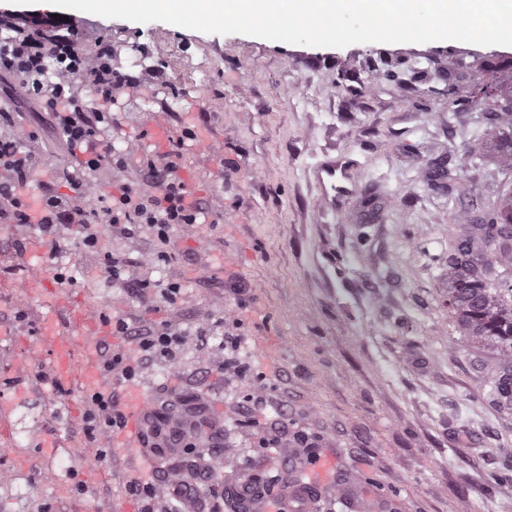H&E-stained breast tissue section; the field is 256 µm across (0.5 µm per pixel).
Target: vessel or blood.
<instances>
[{"label":"vessel or blood","instance_id":"b4317fda","mask_svg":"<svg viewBox=\"0 0 512 512\" xmlns=\"http://www.w3.org/2000/svg\"><path fill=\"white\" fill-rule=\"evenodd\" d=\"M322 185L328 186L330 195L324 201L328 207H335L337 201L347 197V169L333 163L325 164L318 176ZM77 337H69L58 331H45L27 345L30 356L52 349L60 354V362L54 363L48 371L47 380L58 389L69 388L76 379L98 382L99 338L104 332L101 316L78 313L74 319ZM124 417L119 430L107 432L103 446L138 449L137 457L131 459L123 472L127 482L147 480L155 471L154 450L160 445L159 437L147 430V422L157 405L153 396L137 391L124 396ZM238 512H317L320 491L331 493L339 512H392L393 499L373 492H363L358 482L345 481L338 474L336 455H326L305 465L303 472L288 477L268 490H260L251 479L236 475L228 480Z\"/></svg>","mask_w":512,"mask_h":512}]
</instances>
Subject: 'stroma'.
<instances>
[{
    "instance_id": "35a3bbf8",
    "label": "stroma",
    "mask_w": 512,
    "mask_h": 512,
    "mask_svg": "<svg viewBox=\"0 0 512 512\" xmlns=\"http://www.w3.org/2000/svg\"><path fill=\"white\" fill-rule=\"evenodd\" d=\"M83 49L108 46L118 71L139 77L120 99L115 146L148 130L167 111L172 130L193 125L195 146L183 176L203 199L223 200L224 218L196 234L175 235L168 262L152 280L178 278L193 301L184 328L208 327L180 357L181 376L158 360L133 381L116 380L179 404L207 393L219 408L206 469L189 481L206 503L217 477L250 461L271 459L287 475L299 462L337 449L338 471L368 488L389 489L397 512H512V406L490 393L501 373L496 351L472 344L448 314V247L460 219L479 223L512 194V46L459 41L364 43L318 47L216 34L163 23H137L59 8ZM493 66L491 110L462 107ZM169 83L161 85L157 72ZM39 136L46 173L32 194L68 189L56 177L69 154L37 102L19 103ZM351 165L354 197L321 213L317 181L330 160ZM88 253L66 230L68 249L41 258L49 285L34 299L19 259L37 226L0 224V375L25 360L45 320L68 328L73 310L97 302L109 318L155 328L165 318L160 290L116 286L104 258L148 247L111 225L96 227ZM228 263L227 274L203 271L204 258ZM254 302L239 305L240 289ZM239 324L246 378L212 371L224 328ZM262 387L291 425L281 456L255 447L257 428L242 410L245 391ZM91 388L83 380L59 391L42 384L23 398L0 387L12 409L9 440L19 453L0 459V512H94L128 499L118 474L125 448L99 449L84 432ZM41 431L44 446H33Z\"/></svg>"
}]
</instances>
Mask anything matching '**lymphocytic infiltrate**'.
I'll use <instances>...</instances> for the list:
<instances>
[{"instance_id":"obj_1","label":"lymphocytic infiltrate","mask_w":512,"mask_h":512,"mask_svg":"<svg viewBox=\"0 0 512 512\" xmlns=\"http://www.w3.org/2000/svg\"><path fill=\"white\" fill-rule=\"evenodd\" d=\"M0 66L15 77L5 97L38 101L70 156L62 171L69 194L47 190L37 204H30L25 190L40 170L38 136L15 112L0 108V124L10 129L0 138L1 224L39 225L52 257L67 247L61 233L65 225L82 228L81 243L89 248L97 242L92 230L97 223L112 225L129 237L149 230L152 249L135 258L112 257L108 265L116 283L138 290L151 285L141 276V269L156 266L168 256L175 231L189 232L222 219L223 209L195 196L182 176L185 147L197 139L194 129L182 128L163 152L145 150L138 136L126 139L123 149L113 146L112 107L132 80L113 68L111 48L86 53L77 47L72 32L47 36L7 14L0 16ZM131 165L136 177L115 184L116 172ZM163 295L166 318L157 330L143 333L124 319L113 321V335L131 340L136 352H117L105 359L101 367L104 381L133 379L142 365L157 356L176 364L177 351L187 341L181 312L190 299L175 280L165 283Z\"/></svg>"}]
</instances>
